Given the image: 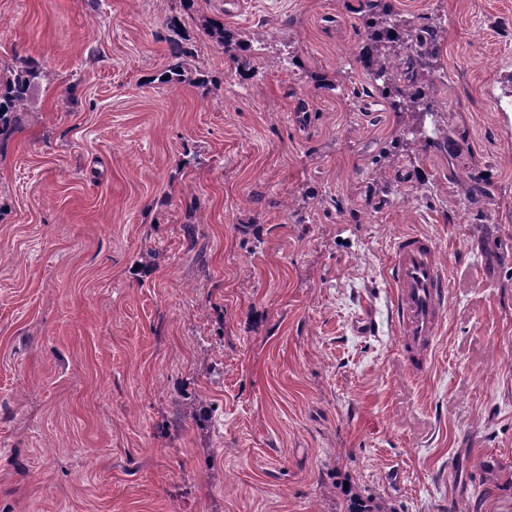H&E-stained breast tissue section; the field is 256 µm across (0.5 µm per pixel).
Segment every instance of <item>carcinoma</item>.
I'll list each match as a JSON object with an SVG mask.
<instances>
[{
	"instance_id": "1",
	"label": "carcinoma",
	"mask_w": 512,
	"mask_h": 512,
	"mask_svg": "<svg viewBox=\"0 0 512 512\" xmlns=\"http://www.w3.org/2000/svg\"><path fill=\"white\" fill-rule=\"evenodd\" d=\"M363 2L367 12V48L362 56L363 67L371 78L384 79L383 86L379 88L381 95L391 101L396 112L432 114L438 111L440 102L435 91H424L420 79L436 66L441 51L442 31L425 17L415 21L396 19L392 26L379 29L374 18L391 15L390 5L385 0ZM182 26L183 19L179 16H172L165 22V28L170 32L166 38L168 64L159 79L172 87L186 82L202 85L203 79L193 77V52L188 39L182 35ZM203 30L233 58L239 52L251 50L248 44L229 34L224 29V22L219 19L206 21ZM43 78L45 72L41 66L22 59L14 74L0 79V146L21 126L32 90Z\"/></svg>"
}]
</instances>
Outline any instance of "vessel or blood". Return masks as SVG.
<instances>
[{
    "mask_svg": "<svg viewBox=\"0 0 512 512\" xmlns=\"http://www.w3.org/2000/svg\"><path fill=\"white\" fill-rule=\"evenodd\" d=\"M390 282L403 349L409 358L422 357L429 352L447 311V271L435 241L421 234L396 239Z\"/></svg>",
    "mask_w": 512,
    "mask_h": 512,
    "instance_id": "b4317fda",
    "label": "vessel or blood"
}]
</instances>
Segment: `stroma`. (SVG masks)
I'll use <instances>...</instances> for the list:
<instances>
[{
	"mask_svg": "<svg viewBox=\"0 0 512 512\" xmlns=\"http://www.w3.org/2000/svg\"><path fill=\"white\" fill-rule=\"evenodd\" d=\"M391 6L445 30L438 114L361 95L357 0H196L176 89L180 0H0V74L46 73L0 147V512H512V0ZM407 233L448 268L418 371ZM183 19L171 16L165 22V28L171 33L165 41L168 45L166 69L160 74V83L167 86L178 87L184 83L204 84V79L193 78L191 58L193 52L188 39L182 35ZM203 30L207 36L223 46L224 51L233 58H236V54L238 52H253L248 44L240 41L239 39H235L233 35L229 34L224 29V22L222 20L210 19L206 21ZM253 55L255 56L254 52ZM255 58L258 57L255 56ZM389 270L403 349L418 359L429 352L446 317V267L431 237L406 234L394 241Z\"/></svg>",
	"mask_w": 512,
	"mask_h": 512,
	"instance_id": "1",
	"label": "stroma"
}]
</instances>
